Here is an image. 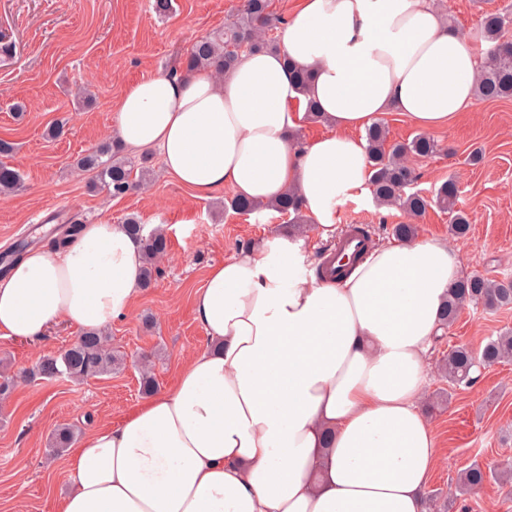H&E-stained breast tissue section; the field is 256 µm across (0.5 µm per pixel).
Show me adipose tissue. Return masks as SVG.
Segmentation results:
<instances>
[{"instance_id": "1", "label": "adipose tissue", "mask_w": 512, "mask_h": 512, "mask_svg": "<svg viewBox=\"0 0 512 512\" xmlns=\"http://www.w3.org/2000/svg\"><path fill=\"white\" fill-rule=\"evenodd\" d=\"M329 130L301 147L293 68ZM479 59L430 0H297L275 51L233 70L153 74L117 106L115 139L158 150L196 197L263 203L286 192L320 238L366 192L364 133L395 111L429 133L476 96ZM305 239L275 237L210 267L193 304L209 340L175 384L116 426L82 435L60 512H428L438 466L420 401L440 314L463 275L459 248L372 246L340 280L305 269ZM144 256L120 224H85L0 278V336L58 323L104 329L141 292Z\"/></svg>"}]
</instances>
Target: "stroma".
<instances>
[{
	"instance_id": "1",
	"label": "stroma",
	"mask_w": 512,
	"mask_h": 512,
	"mask_svg": "<svg viewBox=\"0 0 512 512\" xmlns=\"http://www.w3.org/2000/svg\"><path fill=\"white\" fill-rule=\"evenodd\" d=\"M154 0H0V139L18 144L9 165L24 176L23 187L0 195V253L19 239L56 251V227L68 217L83 223H123L137 215L146 228L162 227L170 242L153 286L130 313L108 328L109 344L124 357L112 373L83 381L24 380L40 358L66 349L76 328L59 324L36 340L0 337V374L15 385L0 401V512H57L69 489L60 456L49 437L62 424L86 432L118 425L145 399L140 366L148 364L157 390L169 388L182 364L205 348L208 337L195 318L192 296L210 266L250 245L291 230L289 217L263 209L236 214L222 190L195 197L166 170L158 151L132 153L136 169L151 180L115 198L77 169L76 161L111 139L112 103L144 75L170 73L196 38L233 19L242 0H174L173 11L157 15ZM451 24L485 55L489 43L481 16H512V0H431ZM65 121L55 140L46 132ZM440 153L416 161V189L430 192L456 177L458 205L472 220L461 246L465 273L493 280L512 278V99L475 100L455 125L436 133ZM480 151L473 165L468 157ZM394 207L372 195L339 206V226L367 225L372 243L391 237L405 221ZM512 329V307L467 308L436 343L435 356L463 342L480 349ZM424 412L433 422L439 463L427 491L448 512H512V487L488 482L477 493L457 489L460 470L476 463L494 468L512 460V361L486 369L469 388L432 376Z\"/></svg>"
}]
</instances>
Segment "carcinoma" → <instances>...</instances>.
<instances>
[{
    "label": "carcinoma",
    "instance_id": "obj_1",
    "mask_svg": "<svg viewBox=\"0 0 512 512\" xmlns=\"http://www.w3.org/2000/svg\"><path fill=\"white\" fill-rule=\"evenodd\" d=\"M270 0H244L236 18L210 35L192 43L181 60L182 72L188 74L198 69H210L217 74L231 70L244 50H270L279 46L270 31L276 28L278 18L270 10ZM508 20L500 12H486L482 15L481 26L487 40L489 61L481 69L476 87V97L497 101L512 98V32ZM369 144L374 175L369 189L375 201L383 206H396L409 217L422 215L434 205L448 212L450 232L458 240L468 238L470 218L457 207L459 188L452 177L443 182L432 195H423L408 188L416 180V173L410 164L412 159H424L441 151V145L434 138L421 134L408 142L388 144V129L378 120L365 132ZM118 144L106 142L97 150L81 157L78 167L95 174L96 181L113 197L127 194L134 188L132 170L134 162L121 155ZM20 171L0 161V194H9L22 185ZM232 209L249 215L260 209H272L281 215H289L295 223L303 221L299 198L294 191L286 193L280 200L269 205L253 200L234 198ZM125 230L141 242L145 266L143 288L151 287L157 273L156 263L169 249L167 235L154 229L144 232V225L130 215L124 221ZM29 243L22 240L12 251L0 256V264L10 270L22 256ZM481 306L495 311L512 306V281L491 280L472 273L462 277L451 289L446 300L442 322L444 328L451 327L461 311L468 305ZM512 359V332H505L489 340L480 352L466 344H456L441 357L438 370L453 385H474L478 377L474 372ZM114 358L112 348L106 344V336L100 331H86L56 356L40 360L33 374L42 378H68L81 380L93 374L112 371ZM75 429L69 425L57 428L51 437V448L60 451L73 444ZM498 482L512 479V461L486 470L474 463L459 474V490L463 493L476 492L488 481Z\"/></svg>",
    "mask_w": 512,
    "mask_h": 512
}]
</instances>
